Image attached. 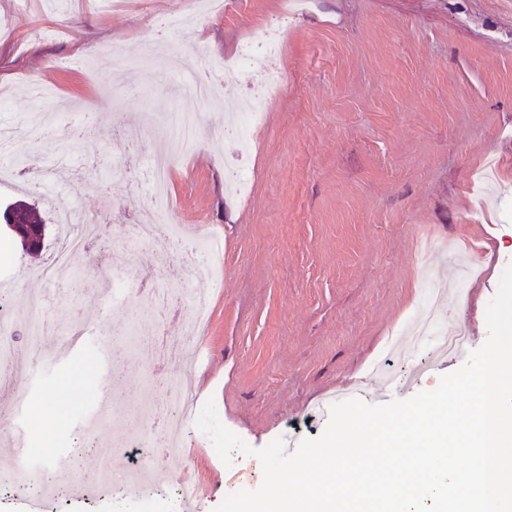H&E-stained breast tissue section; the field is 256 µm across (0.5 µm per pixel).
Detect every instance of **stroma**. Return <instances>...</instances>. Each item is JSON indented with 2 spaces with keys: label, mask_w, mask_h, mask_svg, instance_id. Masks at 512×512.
Segmentation results:
<instances>
[{
  "label": "stroma",
  "mask_w": 512,
  "mask_h": 512,
  "mask_svg": "<svg viewBox=\"0 0 512 512\" xmlns=\"http://www.w3.org/2000/svg\"><path fill=\"white\" fill-rule=\"evenodd\" d=\"M224 2L217 12L191 0L108 10L87 0H0V126L24 128L12 149L18 171L0 174V210L25 201L46 226L32 257L0 222V297L8 301L0 317L19 320L22 288L37 282L61 236L58 204L120 212L105 217L90 246L89 291L75 293L64 279L44 289L46 358L23 382L33 408L20 409L14 382L0 381V414L12 417L22 447L56 450L46 485L59 498L50 512H181L168 489L136 501L74 493L76 483L97 482L103 452L135 438L149 399L157 401L153 438L167 418L157 341H178L183 319L176 301L162 307L156 295L186 285L188 272L181 257L146 261L122 244L128 221L150 204L147 161L163 112L203 116L196 146L169 176L173 217L224 239V276L191 388L251 449L225 466L193 424L180 451L156 449L151 464L206 487L196 512L260 487L256 450L280 438L291 452L319 438L334 395L405 399L466 362L442 357L414 381L386 387L371 370L420 303L421 279L432 272L417 255L428 242L445 252L432 273L441 282L456 281L459 261L486 250L481 275L445 318L464 327L470 350L488 337L486 310L512 265V0ZM283 13L284 89L240 151L219 106L186 95V69L164 60L187 55L222 70L241 41L260 39ZM116 46L136 62L140 97L112 96L131 76L114 64ZM61 152L69 170L53 190L35 189ZM237 166L252 175L250 193L224 188ZM116 277L135 291L100 305L102 286ZM139 315L154 337L132 346L123 331ZM83 323L92 335L65 348L71 325Z\"/></svg>",
  "instance_id": "35a3bbf8"
}]
</instances>
